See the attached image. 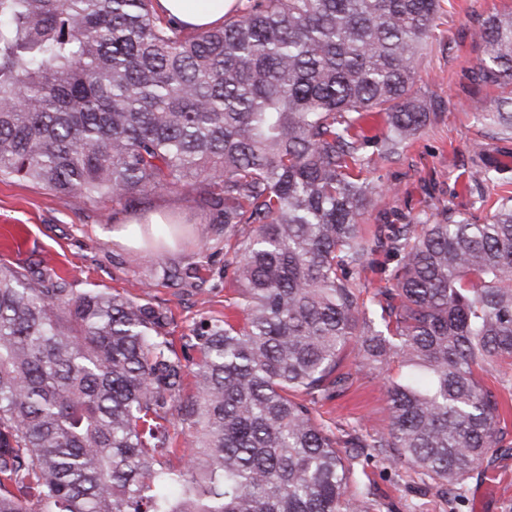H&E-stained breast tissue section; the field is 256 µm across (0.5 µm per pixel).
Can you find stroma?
<instances>
[{
    "label": "stroma",
    "mask_w": 512,
    "mask_h": 512,
    "mask_svg": "<svg viewBox=\"0 0 512 512\" xmlns=\"http://www.w3.org/2000/svg\"><path fill=\"white\" fill-rule=\"evenodd\" d=\"M497 12H512V0H445L415 82L436 100L439 119L405 149L400 163L371 171L378 209H396L415 222L450 208L481 221L488 214L481 197L512 191V165L501 163L512 157V138L491 137L489 129L476 122L477 111H492L497 91L484 90L477 98L468 92V75L486 56L485 48L474 46L470 32L477 17ZM478 141L484 144L479 157L473 153ZM496 165L502 168L499 183L481 182L480 170ZM21 210L32 212L37 222L26 254L17 259L20 266L32 263L50 273L64 272L77 292L118 288L147 295L167 313L169 336L176 343L194 323L223 314L229 295L224 239L213 234L208 242H200L198 232L206 227L208 215L191 196L176 191L148 194L120 225L129 233L139 223L175 217L178 244L153 255L114 237L118 225L112 221L115 206L110 198L85 203L23 180H1L0 215L14 216ZM159 263L194 264L197 276L179 285L155 278ZM384 378L378 370L362 372L347 393L324 403L321 416L337 436L354 435L369 443L387 433ZM507 421V434L487 475L467 479L456 495L425 486L408 467L363 457L357 465L359 480L350 491L357 494L371 487V512H502L503 504L512 502V410Z\"/></svg>",
    "instance_id": "1"
}]
</instances>
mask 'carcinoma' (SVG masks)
<instances>
[{
    "instance_id": "cac0c4a2",
    "label": "carcinoma",
    "mask_w": 512,
    "mask_h": 512,
    "mask_svg": "<svg viewBox=\"0 0 512 512\" xmlns=\"http://www.w3.org/2000/svg\"><path fill=\"white\" fill-rule=\"evenodd\" d=\"M157 0H0V177L82 201L179 191L234 242L235 318L184 337L195 392L140 296L0 267V512H370L352 448L453 490L503 441L485 366L512 370V196L479 224H394L364 170L437 121L413 90L441 0H240L190 32ZM512 136V13L471 33ZM364 112H382L375 141ZM397 258L377 309L355 279ZM167 281L195 268L160 267ZM386 434L317 406L391 363Z\"/></svg>"
}]
</instances>
